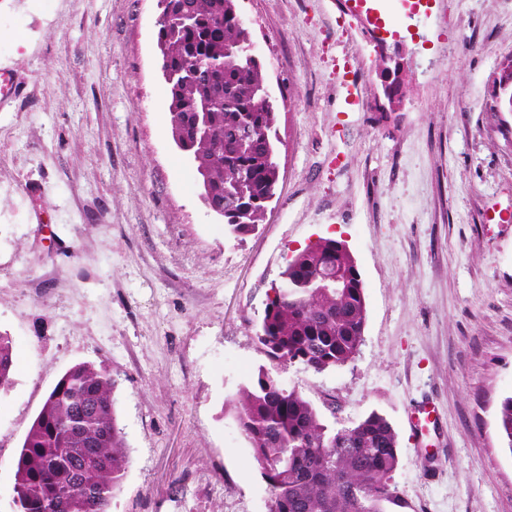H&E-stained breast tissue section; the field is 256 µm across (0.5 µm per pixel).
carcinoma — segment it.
<instances>
[{
  "label": "carcinoma",
  "instance_id": "carcinoma-1",
  "mask_svg": "<svg viewBox=\"0 0 512 512\" xmlns=\"http://www.w3.org/2000/svg\"><path fill=\"white\" fill-rule=\"evenodd\" d=\"M157 33L171 130L196 165L205 204L225 230L245 235L265 217L279 179L276 104L265 97L263 62L249 56L250 32L236 0H169ZM341 272L347 288H321ZM266 303L257 332L273 367L323 372L351 362L366 323L363 282L345 242L322 238L295 254ZM15 370L0 334V389ZM114 382L87 363L69 368L27 429L15 462V512H109L129 466L117 426ZM241 433L271 495V512H389L397 435L372 412L350 426L325 425L314 404L260 369L232 402ZM512 451V395L498 413Z\"/></svg>",
  "mask_w": 512,
  "mask_h": 512
}]
</instances>
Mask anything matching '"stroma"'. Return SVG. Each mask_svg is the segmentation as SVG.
<instances>
[{"mask_svg": "<svg viewBox=\"0 0 512 512\" xmlns=\"http://www.w3.org/2000/svg\"><path fill=\"white\" fill-rule=\"evenodd\" d=\"M378 44L341 0H238L278 110L279 181L255 231L227 236L171 135L158 0H0V512L15 460L62 374L114 381L130 463L111 512H270L232 410L267 358L256 332L288 260L344 241L364 285L359 354L280 370L322 413L386 417L392 512H512V112L490 106L512 54V0H432ZM24 33V45L15 36ZM404 58L399 105L379 53ZM365 108L336 109V67ZM436 420L415 428L422 404ZM336 80L341 90L338 102L339 112H360L363 106L361 94L363 75L353 67L347 58L336 72ZM15 370L13 344L8 336L0 334V389L8 388L12 383ZM498 430L506 447L512 450V395L503 398L500 402Z\"/></svg>", "mask_w": 512, "mask_h": 512, "instance_id": "35a3bbf8", "label": "stroma"}]
</instances>
